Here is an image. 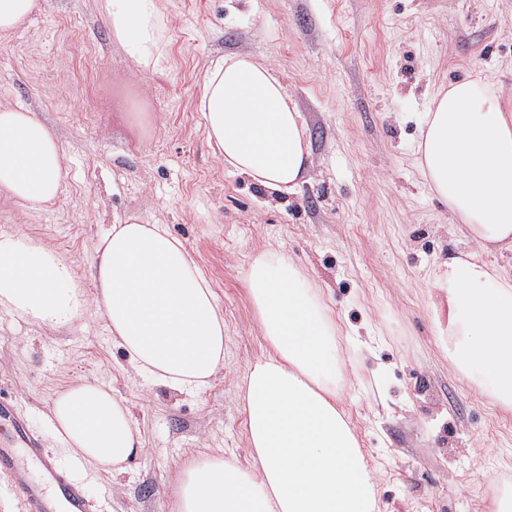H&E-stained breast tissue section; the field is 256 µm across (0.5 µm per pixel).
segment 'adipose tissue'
<instances>
[{"instance_id":"adipose-tissue-1","label":"adipose tissue","mask_w":512,"mask_h":512,"mask_svg":"<svg viewBox=\"0 0 512 512\" xmlns=\"http://www.w3.org/2000/svg\"><path fill=\"white\" fill-rule=\"evenodd\" d=\"M110 36L143 71L164 55L160 0H95ZM198 109L209 144L232 171L275 191L307 182L312 156L300 112L274 69L230 54L202 74ZM418 164L467 244L512 253V111L482 80L436 92ZM67 177L55 131L35 113L0 107V195L29 211L54 202ZM94 293L56 250L0 232V310L57 329L96 314L132 365L164 387L194 392L224 365V315L211 283L161 224L113 225L95 248ZM244 282L266 354L251 362L242 408L249 463L217 451L187 459L175 512H380L377 476L343 406L336 325L307 273L285 252L252 255ZM429 309L458 379L512 411V277L461 251L430 282ZM51 419L92 471L126 472L139 445L126 400L79 379Z\"/></svg>"}]
</instances>
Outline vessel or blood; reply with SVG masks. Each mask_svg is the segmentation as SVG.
Instances as JSON below:
<instances>
[{
  "label": "vessel or blood",
  "mask_w": 512,
  "mask_h": 512,
  "mask_svg": "<svg viewBox=\"0 0 512 512\" xmlns=\"http://www.w3.org/2000/svg\"><path fill=\"white\" fill-rule=\"evenodd\" d=\"M0 478L7 480L22 512H91L83 484L55 460L28 419L1 394Z\"/></svg>",
  "instance_id": "b4317fda"
}]
</instances>
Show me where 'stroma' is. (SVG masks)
Instances as JSON below:
<instances>
[{"label":"stroma","instance_id":"1","mask_svg":"<svg viewBox=\"0 0 512 512\" xmlns=\"http://www.w3.org/2000/svg\"><path fill=\"white\" fill-rule=\"evenodd\" d=\"M164 62L144 72L114 45L92 0H50L0 43V105L57 132L68 176L48 208L0 199V231L21 232L88 274L112 225L163 224L212 282L224 366L209 386L148 385L101 319L50 330L0 311V393L41 429L73 380L127 399L141 445L117 478L83 475L103 512H172L181 462L247 459L239 392L265 351L243 280L279 248L308 272L353 371L345 409L379 471L381 512H484L512 491V411L451 374L425 282L457 239L416 163L433 93L477 77L512 106V0H162ZM274 68L305 123L312 178L266 190L214 155L198 110L212 60ZM141 109L146 124L126 119Z\"/></svg>","mask_w":512,"mask_h":512}]
</instances>
